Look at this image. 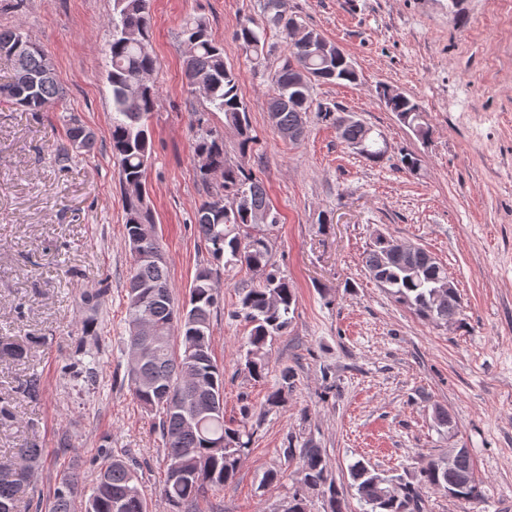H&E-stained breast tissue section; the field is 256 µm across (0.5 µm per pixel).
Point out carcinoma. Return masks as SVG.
<instances>
[{
	"label": "carcinoma",
	"mask_w": 512,
	"mask_h": 512,
	"mask_svg": "<svg viewBox=\"0 0 512 512\" xmlns=\"http://www.w3.org/2000/svg\"><path fill=\"white\" fill-rule=\"evenodd\" d=\"M108 27L110 145L119 166L125 243L132 251L126 286L127 345L131 355L128 386L141 407L161 414L158 428L163 440L162 498L166 512H197L200 498L235 478L252 441L253 432L248 428L252 408L242 406L237 426L224 424V370L212 354V319L220 308L214 269H198L187 298L178 303L165 262L134 252L136 242L147 251H161L146 182L151 158L149 122L158 98L149 0H113ZM268 28L280 30L289 40L288 54L270 74L273 95L268 115L281 136L291 143L304 140L307 115L315 112L336 127L345 144L364 143L363 158L382 161L385 151L368 135L363 122L343 123V111L314 102L311 91L297 85L294 61L304 64L318 82H357L350 58L336 54V45L318 33L314 45L307 46L304 39L288 31L285 0H265L262 22L247 17L236 32L258 66L269 54ZM182 36L187 46L183 61L186 86L201 103V110L193 112L192 148L200 162L199 178L208 191L207 199L196 209L194 224L213 261L244 267L257 278L251 287L238 292L237 314L251 326L244 343L245 370L259 381L268 369L267 348L288 329L297 304L294 288L274 260L266 233L279 223V214L273 211L263 183L242 164L226 160L224 135L210 122V116L224 114V124L237 133L240 157L253 151L256 137L237 73L224 62L223 48L209 32L205 18L187 19ZM0 56L13 62V74L9 82L0 84V96L27 112H41L42 105L51 107L62 99L52 59L19 30L0 29ZM386 107L404 125L422 126V139L430 136V127L421 119L420 105L414 98L394 97ZM63 121L66 143L56 153L60 163L69 161L73 152H91L95 145L92 134L74 144L73 132L85 125L73 115L63 117ZM363 263L394 300L418 318L446 325L448 313H461L457 289L446 288L447 270L426 250H403L392 236L381 233L365 251ZM34 342L32 336L25 342L1 337L0 358L21 361L27 358ZM295 376L293 368L282 369L280 386L267 397L268 407L285 402ZM41 391V377L36 373L16 387V393L32 401ZM283 454L288 459L299 457L302 471L300 485L284 512H308L311 490L326 499L327 512H345L343 494L329 474L322 449L313 440H306L299 449L290 441ZM42 457L43 449L27 446L17 449L14 458L0 460V512H17L20 493ZM463 474L470 476L466 484L460 482ZM349 476L350 488L355 490L363 512H419L422 496L428 490L468 502L485 499L468 453L459 456L451 467L433 460L410 481L382 476L362 461L349 466ZM80 495L78 477L71 474L60 478L46 504L47 512H73ZM84 512H147L134 464L109 455L93 492L85 500Z\"/></svg>",
	"instance_id": "cac0c4a2"
}]
</instances>
